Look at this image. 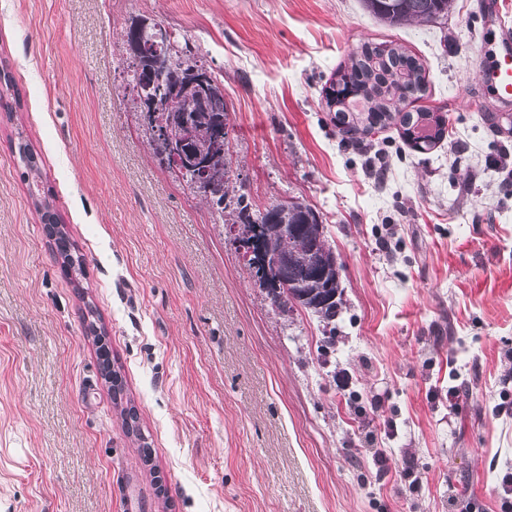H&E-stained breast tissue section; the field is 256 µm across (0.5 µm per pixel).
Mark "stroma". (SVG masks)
<instances>
[{"label":"stroma","instance_id":"35a3bbf8","mask_svg":"<svg viewBox=\"0 0 512 512\" xmlns=\"http://www.w3.org/2000/svg\"><path fill=\"white\" fill-rule=\"evenodd\" d=\"M483 0L390 27L361 0H0V512H501L512 472V120ZM147 14L224 78L249 202L303 200L342 265L323 325L281 311L125 99ZM423 63L447 133L344 139L323 90L365 45ZM83 254L53 253L14 153ZM94 306L129 435L86 333ZM458 388L459 398L448 396ZM24 143L19 145L18 153L19 161L25 169L24 177L27 178L29 183L30 196L33 198L36 209L41 213L44 224L54 226L55 237L59 243V256L62 259L63 266L74 272L76 277L81 276L83 274V258L75 250L72 253L71 245L66 243V232L59 225V219L53 209V202L50 201L47 195L41 193L42 171L37 158L29 144L26 141Z\"/></svg>","mask_w":512,"mask_h":512}]
</instances>
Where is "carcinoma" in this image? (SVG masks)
<instances>
[{
  "instance_id": "1",
  "label": "carcinoma",
  "mask_w": 512,
  "mask_h": 512,
  "mask_svg": "<svg viewBox=\"0 0 512 512\" xmlns=\"http://www.w3.org/2000/svg\"><path fill=\"white\" fill-rule=\"evenodd\" d=\"M362 3L371 16L388 26L433 23L447 17L452 7V0H362ZM171 35V41L160 44L153 39V31H137L135 25H127L126 41L139 43L138 54L123 68L126 84L134 93L133 111L140 110L141 103L146 102L149 116L167 119L173 109L197 114L199 147L210 155L205 186L211 189V202L217 206L215 213L222 223L231 222L251 231L257 224L282 223V208L288 206V223L305 225L292 243L297 256L291 265V279L306 281L315 253L331 249L326 238L316 236L319 215L309 205L293 198L256 210L239 193L232 160L223 148L213 147L210 134L212 120L229 112L224 93L216 87L205 98L199 97V92L191 86L190 72L204 69L205 64L197 59L188 39L174 31ZM332 86L334 97L327 105L336 112V126L348 134L366 135L377 125L385 126L397 120L411 147L420 152L433 149L445 138L443 116L427 109L402 112L401 106L406 101L425 96L427 83L422 64L399 45L390 42L365 46L348 68L337 73ZM18 153L34 205L44 224L54 226L63 266L77 276L82 275L83 258L71 251L53 202L41 193L42 171L36 156L27 143L19 145ZM247 267L273 303L288 305V289L268 287L256 258L247 260Z\"/></svg>"
}]
</instances>
